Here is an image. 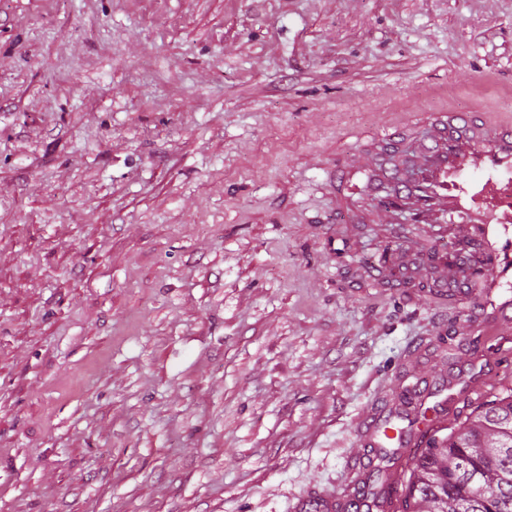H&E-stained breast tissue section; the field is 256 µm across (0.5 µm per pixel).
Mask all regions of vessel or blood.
Masks as SVG:
<instances>
[{
  "label": "vessel or blood",
  "mask_w": 512,
  "mask_h": 512,
  "mask_svg": "<svg viewBox=\"0 0 512 512\" xmlns=\"http://www.w3.org/2000/svg\"><path fill=\"white\" fill-rule=\"evenodd\" d=\"M432 142L414 176L387 190L394 213L406 212L417 224L457 221L469 225L484 264L482 335L512 322V121H478L465 112H433L426 119ZM446 403L425 409L409 427L388 423L369 428L371 436L393 435L408 448L429 436L445 419Z\"/></svg>",
  "instance_id": "b4317fda"
}]
</instances>
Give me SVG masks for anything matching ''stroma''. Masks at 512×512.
<instances>
[{
    "label": "stroma",
    "mask_w": 512,
    "mask_h": 512,
    "mask_svg": "<svg viewBox=\"0 0 512 512\" xmlns=\"http://www.w3.org/2000/svg\"><path fill=\"white\" fill-rule=\"evenodd\" d=\"M443 109L512 115V0H0V512L343 503L409 476L367 423L512 389L482 290L418 287L465 225L380 205Z\"/></svg>",
    "instance_id": "stroma-1"
}]
</instances>
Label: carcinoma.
<instances>
[{
    "label": "carcinoma",
    "instance_id": "1",
    "mask_svg": "<svg viewBox=\"0 0 512 512\" xmlns=\"http://www.w3.org/2000/svg\"><path fill=\"white\" fill-rule=\"evenodd\" d=\"M403 512H512V393L477 408L413 460Z\"/></svg>",
    "mask_w": 512,
    "mask_h": 512
}]
</instances>
